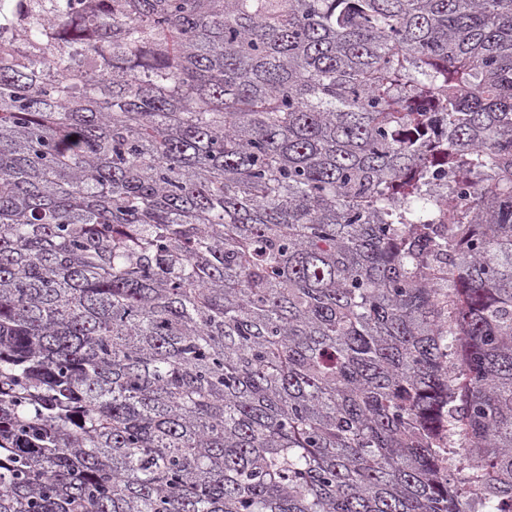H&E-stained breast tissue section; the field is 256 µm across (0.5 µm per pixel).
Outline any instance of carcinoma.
I'll list each match as a JSON object with an SVG mask.
<instances>
[{
    "label": "carcinoma",
    "instance_id": "obj_1",
    "mask_svg": "<svg viewBox=\"0 0 512 512\" xmlns=\"http://www.w3.org/2000/svg\"><path fill=\"white\" fill-rule=\"evenodd\" d=\"M29 2L0 512H512V0Z\"/></svg>",
    "mask_w": 512,
    "mask_h": 512
}]
</instances>
